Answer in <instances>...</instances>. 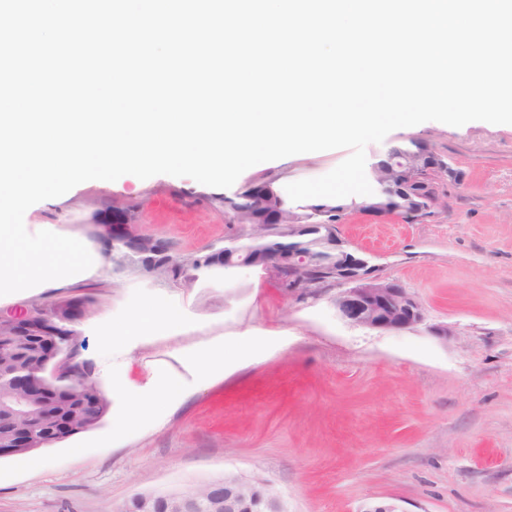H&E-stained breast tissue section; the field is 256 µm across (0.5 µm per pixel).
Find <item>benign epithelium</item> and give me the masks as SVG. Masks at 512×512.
<instances>
[{
  "label": "benign epithelium",
  "mask_w": 512,
  "mask_h": 512,
  "mask_svg": "<svg viewBox=\"0 0 512 512\" xmlns=\"http://www.w3.org/2000/svg\"><path fill=\"white\" fill-rule=\"evenodd\" d=\"M429 154H418L417 163L404 159L390 147L385 153L384 163L374 169L397 167L402 171L405 185L414 187L412 195L425 202L415 209L420 215L433 209V199L441 198L447 187L460 184L453 169L441 168L427 163ZM322 215V210L314 205L302 208L299 220L288 226V235L304 236L317 233L323 236L327 246L336 252V294L332 303L338 314L348 323L372 330H406L424 322V312L416 297L398 281L380 273L379 266L349 248V243L340 238L334 225L309 224L307 220ZM104 239L112 242V247L123 245L138 251L144 256L153 255L155 241L141 233L137 225L124 218L120 206L112 207V223L100 225ZM230 268H258L275 275L276 283L283 279L294 282V287L308 286L304 272L310 266V256L293 248L268 254L251 255V251L235 252L224 259ZM54 344L43 345L41 353L30 352V359L21 367V373L10 378L7 396L0 399V445L10 448H30L32 443L46 444L63 431L74 429L76 416L62 418L58 415L32 417V411L58 398L59 393L50 383L28 372L31 364L40 355L49 356ZM80 408L87 410L86 419L92 421L99 406L98 395L85 391L80 396ZM211 512H287L283 499L264 481L257 482L249 493L242 492L233 483L224 484L218 480L209 483ZM136 501L142 512H198L197 497L183 487H174L152 494H139Z\"/></svg>",
  "instance_id": "benign-epithelium-1"
}]
</instances>
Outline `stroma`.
Masks as SVG:
<instances>
[{
  "mask_svg": "<svg viewBox=\"0 0 512 512\" xmlns=\"http://www.w3.org/2000/svg\"><path fill=\"white\" fill-rule=\"evenodd\" d=\"M416 138L463 176L426 220L346 215L337 226L384 276L420 301L425 322L401 331L351 325L318 296L286 295L261 272L216 270L185 286L105 267L96 302L74 325L80 359L110 399L100 425L36 454L0 458V512H110L138 493L198 486L235 471L259 477L288 512H512V127L436 121L366 149L376 162ZM349 155L302 153L246 170L277 188L323 176ZM208 186L160 174L83 182L26 212L81 235L135 205L144 231L195 251L231 231L197 202ZM156 305L177 331L143 327L104 342L98 327ZM452 327L448 339L428 332ZM224 349V369L204 368ZM171 382L156 396L158 380ZM151 400L133 414L129 391ZM47 458L45 468L29 465Z\"/></svg>",
  "mask_w": 512,
  "mask_h": 512,
  "instance_id": "stroma-1",
  "label": "stroma"
}]
</instances>
